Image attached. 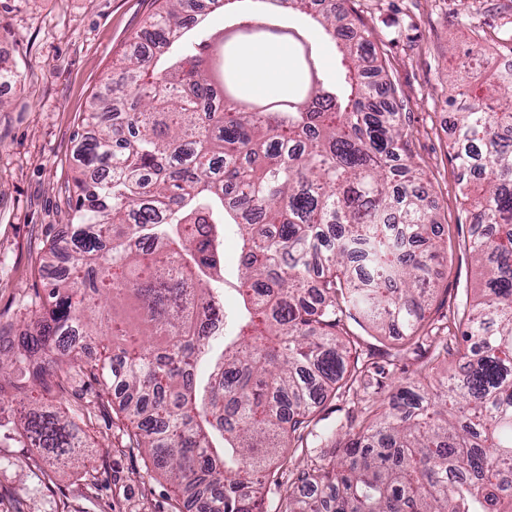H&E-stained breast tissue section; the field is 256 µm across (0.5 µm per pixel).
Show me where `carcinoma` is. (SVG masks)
I'll use <instances>...</instances> for the list:
<instances>
[{
	"mask_svg": "<svg viewBox=\"0 0 512 512\" xmlns=\"http://www.w3.org/2000/svg\"><path fill=\"white\" fill-rule=\"evenodd\" d=\"M112 68L91 105L75 179L77 222L53 237L48 261L69 266L35 294V318L0 351L3 384L44 393L79 376L112 389L142 450L199 512H259L270 461L285 441L332 443L336 455L300 474L278 512H512V72L486 94L462 85L452 145L471 223L468 248L485 275L459 319L458 371L437 367L387 402H368L338 431L315 435L318 409L339 391L382 384L385 367L349 368L343 325L394 330L397 358L428 340L434 205L407 163L409 134L374 45L338 26L349 0H269L314 19L346 73L322 74L305 31L269 13L230 17L200 42L190 0H164ZM288 37L300 81L256 105L230 53ZM242 241L238 308L221 323L224 238ZM112 337V354L81 358V340ZM210 357L207 376L197 373ZM13 431L61 467L88 447L74 418L19 400Z\"/></svg>",
	"mask_w": 512,
	"mask_h": 512,
	"instance_id": "1",
	"label": "carcinoma"
}]
</instances>
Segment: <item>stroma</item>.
<instances>
[{
	"instance_id": "stroma-1",
	"label": "stroma",
	"mask_w": 512,
	"mask_h": 512,
	"mask_svg": "<svg viewBox=\"0 0 512 512\" xmlns=\"http://www.w3.org/2000/svg\"><path fill=\"white\" fill-rule=\"evenodd\" d=\"M159 6V0H0V62L17 74L0 90L1 347L15 342L31 296L49 278L41 257L50 239L73 222L77 144L92 98ZM349 8L383 66L370 80L394 88L412 163L438 208L448 257L436 270L427 316L432 326L450 327L472 301L480 271L465 248L470 217L450 149L456 132L448 79L457 76L480 92L487 71L458 72L459 55L478 46L493 64L512 53V0H350ZM437 364L455 366L441 343L408 352L377 398ZM41 400L69 408L90 447L55 470L38 449L16 440L0 446V512H172L174 485L143 452L118 445L120 396L106 408L77 389ZM310 466L301 449L281 451L271 465L277 482L267 488L266 512H274L289 476Z\"/></svg>"
}]
</instances>
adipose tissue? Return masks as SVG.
Masks as SVG:
<instances>
[{
	"mask_svg": "<svg viewBox=\"0 0 512 512\" xmlns=\"http://www.w3.org/2000/svg\"><path fill=\"white\" fill-rule=\"evenodd\" d=\"M240 82L257 95H267L292 77L291 49L287 43H254L243 46L237 58Z\"/></svg>",
	"mask_w": 512,
	"mask_h": 512,
	"instance_id": "1",
	"label": "adipose tissue"
}]
</instances>
